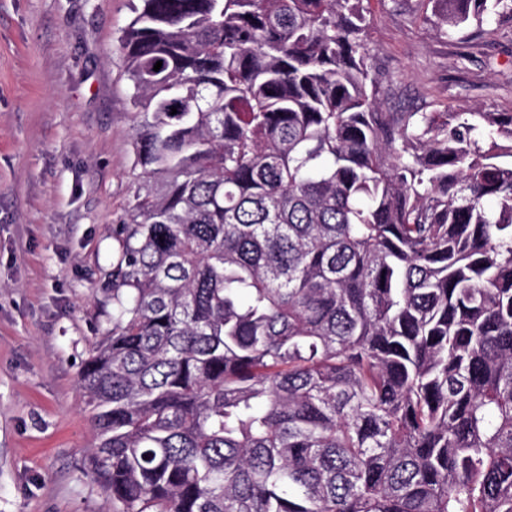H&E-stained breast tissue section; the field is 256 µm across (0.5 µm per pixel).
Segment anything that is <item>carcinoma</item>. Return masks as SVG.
I'll return each instance as SVG.
<instances>
[{
    "label": "carcinoma",
    "mask_w": 512,
    "mask_h": 512,
    "mask_svg": "<svg viewBox=\"0 0 512 512\" xmlns=\"http://www.w3.org/2000/svg\"><path fill=\"white\" fill-rule=\"evenodd\" d=\"M141 2L108 512H512V112L380 111L364 0Z\"/></svg>",
    "instance_id": "carcinoma-1"
}]
</instances>
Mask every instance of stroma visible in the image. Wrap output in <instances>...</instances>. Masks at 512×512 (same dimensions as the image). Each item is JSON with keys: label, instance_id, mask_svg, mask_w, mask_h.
I'll return each instance as SVG.
<instances>
[{"label": "stroma", "instance_id": "stroma-1", "mask_svg": "<svg viewBox=\"0 0 512 512\" xmlns=\"http://www.w3.org/2000/svg\"><path fill=\"white\" fill-rule=\"evenodd\" d=\"M135 0H0V512H104L77 385L112 303L138 133L119 38ZM385 112H512V17L465 39L436 0H369Z\"/></svg>", "mask_w": 512, "mask_h": 512}]
</instances>
